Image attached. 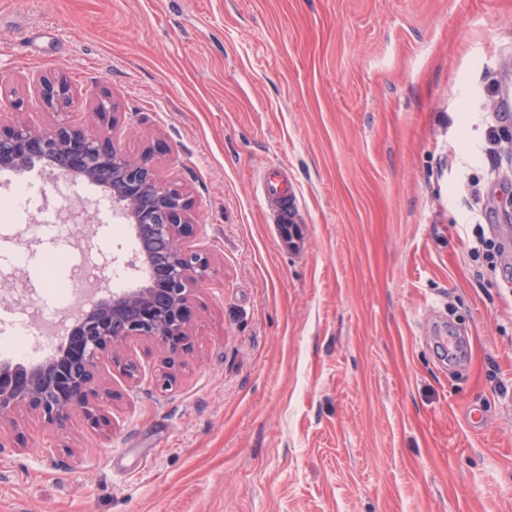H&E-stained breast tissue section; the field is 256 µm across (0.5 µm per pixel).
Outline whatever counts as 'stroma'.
<instances>
[{"label":"stroma","mask_w":512,"mask_h":512,"mask_svg":"<svg viewBox=\"0 0 512 512\" xmlns=\"http://www.w3.org/2000/svg\"><path fill=\"white\" fill-rule=\"evenodd\" d=\"M35 72L68 76L81 123L110 92L130 152L165 145L212 265L169 389L137 340L136 378L97 365L100 425L0 421V512H512V287L468 253L470 181L484 223L512 216V165L477 152L483 112L512 113V0H0V75L22 98ZM269 165L296 182L300 251L256 190ZM26 179L51 210L84 202L142 285L108 192ZM49 253L79 302L95 255L0 223V337L48 357L17 322L53 307Z\"/></svg>","instance_id":"35a3bbf8"}]
</instances>
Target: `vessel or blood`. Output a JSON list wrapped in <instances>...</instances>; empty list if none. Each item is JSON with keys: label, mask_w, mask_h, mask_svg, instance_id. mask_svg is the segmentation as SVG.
<instances>
[{"label": "vessel or blood", "mask_w": 512, "mask_h": 512, "mask_svg": "<svg viewBox=\"0 0 512 512\" xmlns=\"http://www.w3.org/2000/svg\"><path fill=\"white\" fill-rule=\"evenodd\" d=\"M261 194L266 205L278 212V232L289 249H298L303 239L294 184L284 168H270L260 176Z\"/></svg>", "instance_id": "obj_1"}]
</instances>
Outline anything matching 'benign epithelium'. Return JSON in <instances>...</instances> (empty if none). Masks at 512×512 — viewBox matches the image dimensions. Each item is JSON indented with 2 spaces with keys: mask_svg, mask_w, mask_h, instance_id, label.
<instances>
[{
  "mask_svg": "<svg viewBox=\"0 0 512 512\" xmlns=\"http://www.w3.org/2000/svg\"><path fill=\"white\" fill-rule=\"evenodd\" d=\"M27 90L29 101L55 114V123L50 128H37L24 120L0 121V162L11 164L12 171L23 176L35 163L48 162L59 149H68L75 163L71 171L74 177L95 184L98 171L110 172L113 205L133 227H140L145 217L138 198L145 193L153 196L149 232L168 247L170 275L164 283L157 286L147 280L138 288L114 292L76 312L71 343L26 378L19 379L9 363L0 362L1 419L26 408L64 430L73 414L80 411L97 425L102 417L96 402L110 394L97 379L101 358L118 360L119 351L132 340L159 347L168 369L191 352L193 290L208 276L211 256L188 245V239L199 229L193 221L194 203L175 181L159 174L157 148L147 146L132 155L119 144V139L134 138L138 132L133 125L115 131L111 94L104 93L93 108L98 119L109 125L105 130L71 120L75 96L66 75L33 74Z\"/></svg>",
  "mask_w": 512,
  "mask_h": 512,
  "instance_id": "obj_1",
  "label": "benign epithelium"
}]
</instances>
